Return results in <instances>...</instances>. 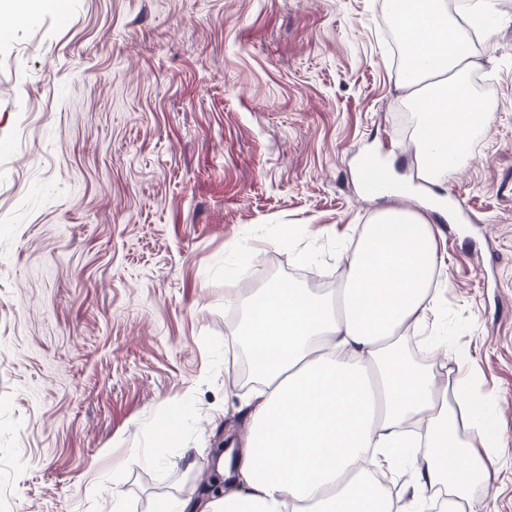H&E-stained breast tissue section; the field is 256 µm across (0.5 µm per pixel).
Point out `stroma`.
<instances>
[{
  "instance_id": "stroma-1",
  "label": "stroma",
  "mask_w": 512,
  "mask_h": 512,
  "mask_svg": "<svg viewBox=\"0 0 512 512\" xmlns=\"http://www.w3.org/2000/svg\"><path fill=\"white\" fill-rule=\"evenodd\" d=\"M473 54L493 116L469 165L428 184L460 204L367 194L368 153L415 177V96L387 0H49L0 17V512H131L201 497L241 439L226 365L240 295L343 282L378 211L426 212L443 255L448 374L497 407L499 452L466 512H512V0ZM178 438L160 431L174 407Z\"/></svg>"
}]
</instances>
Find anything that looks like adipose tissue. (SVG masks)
<instances>
[{
  "mask_svg": "<svg viewBox=\"0 0 512 512\" xmlns=\"http://www.w3.org/2000/svg\"><path fill=\"white\" fill-rule=\"evenodd\" d=\"M401 23L417 49L398 82L423 89L415 152L427 181L450 177L471 159L470 138L483 106L471 93L469 35L444 0H419ZM335 297L270 282L238 302L235 341L250 364V428L238 449V487L206 502L172 500L161 512H392L389 493L362 466L394 472L399 449L423 442L413 501L448 493L461 512L475 479L496 462L457 432L465 416L477 436L491 402L474 398L462 376L439 383L396 345L407 324L428 327L436 313L431 282L443 266L431 224L409 211L384 210L360 233Z\"/></svg>",
  "mask_w": 512,
  "mask_h": 512,
  "instance_id": "adipose-tissue-1",
  "label": "adipose tissue"
}]
</instances>
